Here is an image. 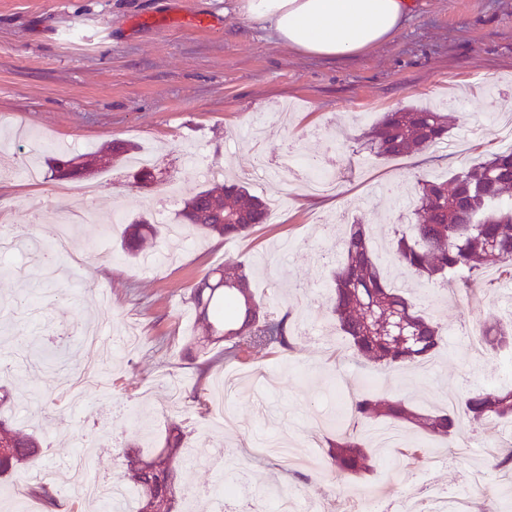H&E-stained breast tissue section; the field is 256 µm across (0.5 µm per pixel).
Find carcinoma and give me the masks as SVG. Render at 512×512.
Instances as JSON below:
<instances>
[{"mask_svg":"<svg viewBox=\"0 0 512 512\" xmlns=\"http://www.w3.org/2000/svg\"><path fill=\"white\" fill-rule=\"evenodd\" d=\"M451 125L448 114L434 107L401 108L386 112L367 133V142L378 157L422 153L448 141ZM136 149L128 140L114 139L86 160L84 154H66L48 160L47 173L54 180L91 179L112 164L106 157L122 159ZM413 204L416 221L406 225L393 244L392 257L417 278L433 283L459 280L461 287H481L480 271L494 265L512 276V149L495 152L473 163L451 179L420 180ZM268 206L244 185L215 181L184 201L177 223L217 238H246L260 224L268 223ZM163 246L166 237L158 225L140 216L127 223L122 250L131 260L146 256L147 243ZM224 275L245 283L226 288L216 280L202 278L190 290L197 323L205 335L193 336L183 352L197 359L210 346L231 342L203 362L209 367L219 361H243L256 348L276 350L289 346V314L278 316L256 298L245 266L224 264ZM363 300L402 312L413 324L416 340L408 345L371 335L365 326ZM329 310L336 324L360 359L388 366H411L426 361L442 342L441 327L417 304L393 287L375 261L370 230L366 224H352L343 240L342 260L330 285ZM235 331L224 336V329ZM481 345L491 350L512 349V321L498 318L485 321L479 330ZM348 417L368 425L379 419L411 423L427 434L456 439L464 420L508 422L512 420V388L478 389L456 399L449 410L418 413L397 397L381 396L369 389L350 402ZM7 439L12 452L0 456V477H13L37 458L41 444L34 434L0 418V438ZM185 436L181 428H168L164 445L150 453L132 442L125 452L126 469L118 483L132 493L130 512H147L148 497L178 501L180 465L186 462ZM324 455L338 476H362L375 463L358 435L343 433L328 442ZM485 469L503 472L512 469V450L493 454ZM22 492L39 498L51 509L58 507V490L52 483L25 484Z\"/></svg>","mask_w":512,"mask_h":512,"instance_id":"1","label":"carcinoma"}]
</instances>
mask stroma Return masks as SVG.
<instances>
[{
	"label": "stroma",
	"instance_id": "stroma-1",
	"mask_svg": "<svg viewBox=\"0 0 512 512\" xmlns=\"http://www.w3.org/2000/svg\"><path fill=\"white\" fill-rule=\"evenodd\" d=\"M207 19L194 28L188 16ZM440 105L455 119L456 154L436 147L382 158L357 140L383 113ZM512 110V0H416L389 40L347 58L311 57L279 44L271 29L246 21L236 0H0V215L26 226L29 215L55 224L81 206V185L44 179L29 186L18 168L43 164L52 148L92 152L112 139L139 147L156 183L139 191L125 162L95 179L97 207L77 224L57 281L77 286L66 303L11 306L38 293L34 257L15 254L0 271V383L12 398L0 415L39 436L41 454L24 471L36 483L84 456L91 477L116 480L134 438L145 450L179 425L192 452L179 471L181 512H204L222 500L226 473L243 472L253 491L238 512H275L260 493L276 481L282 494L321 492L322 512H349L373 490L388 512L429 503L439 491L468 499L471 512H512V474L488 475L483 490L467 482L483 470L487 445L506 442L512 425L464 424L466 456L447 440L408 423L360 427L377 459L363 478L334 477L322 453L350 428L342 388L373 387L418 411L445 408L449 397L483 388L512 352L468 345L489 315L506 316L512 279L484 270L481 300L459 287L427 284L391 259L394 231L412 213L418 179H449L460 168L507 149L501 113ZM51 137L34 154L18 147L15 127ZM247 182L251 193L279 197L273 221L247 238L219 240L190 233L171 256L133 262L120 248L125 221L146 215L172 224L189 191L206 183L204 168ZM320 169L333 185L302 187ZM179 197L165 204L169 186ZM370 225L374 255L387 277L406 285L441 327L443 342L429 362L386 371L357 359L326 305L329 274L341 260L328 223ZM241 262L252 289L277 311H290V348H258L247 362L201 371L182 356L196 333L189 293L210 270ZM59 349L62 369L17 362V343ZM96 367L106 385L87 392L80 408L59 400L56 387ZM395 428L396 447H377L372 432Z\"/></svg>",
	"mask_w": 512,
	"mask_h": 512
}]
</instances>
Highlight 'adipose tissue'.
I'll list each match as a JSON object with an SVG mask.
<instances>
[{
	"label": "adipose tissue",
	"instance_id": "ef3b65f1",
	"mask_svg": "<svg viewBox=\"0 0 512 512\" xmlns=\"http://www.w3.org/2000/svg\"><path fill=\"white\" fill-rule=\"evenodd\" d=\"M414 0H237L247 21L269 25L275 38L314 57L348 56L390 38Z\"/></svg>",
	"mask_w": 512,
	"mask_h": 512
}]
</instances>
